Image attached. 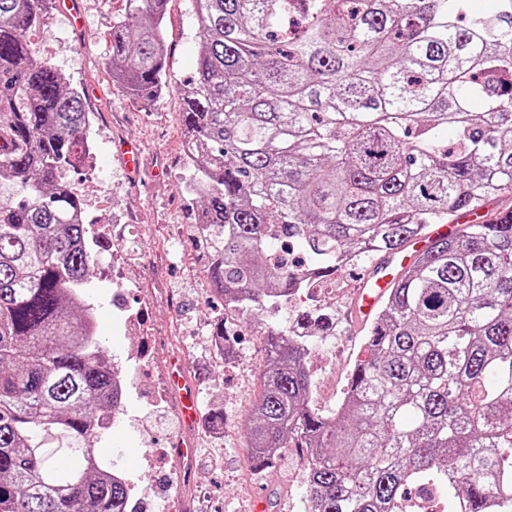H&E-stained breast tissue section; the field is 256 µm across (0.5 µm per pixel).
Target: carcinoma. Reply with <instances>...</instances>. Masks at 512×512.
I'll list each match as a JSON object with an SVG mask.
<instances>
[{
  "label": "carcinoma",
  "instance_id": "cac0c4a2",
  "mask_svg": "<svg viewBox=\"0 0 512 512\" xmlns=\"http://www.w3.org/2000/svg\"><path fill=\"white\" fill-rule=\"evenodd\" d=\"M167 2L126 0L112 25V79L137 101L165 86ZM466 2L193 0L182 121L224 309L287 303L512 194V0L462 26ZM51 5L0 0V512H126L128 483L88 447L120 403L64 180L93 117L28 40ZM337 327L309 306L261 334L250 467L307 450V512H405L419 488L443 512H512V208L414 255L326 414L307 356ZM53 433L76 447L63 465Z\"/></svg>",
  "mask_w": 512,
  "mask_h": 512
}]
</instances>
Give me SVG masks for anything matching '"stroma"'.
Listing matches in <instances>:
<instances>
[{
    "label": "stroma",
    "mask_w": 512,
    "mask_h": 512,
    "mask_svg": "<svg viewBox=\"0 0 512 512\" xmlns=\"http://www.w3.org/2000/svg\"><path fill=\"white\" fill-rule=\"evenodd\" d=\"M77 2L80 18L49 10L37 36L53 45L51 64L82 91L87 109L94 114L90 136L98 145V166L118 188L111 209L86 203L87 222L107 225L118 213L124 223L140 225L139 242L126 260L142 279L169 292L170 302L154 305L149 321L157 335L179 337L178 342L162 346L153 367L131 371L123 400L127 416L93 446L102 460H117L132 476L142 477L160 508L169 497V484L176 481L182 488L185 512H248L259 491L266 496L268 512H305V458L286 448L272 467L253 474L248 470L244 439L249 404L266 365L260 335L270 326L291 325L302 302L233 315L224 327L238 337L234 358L221 368L207 359L221 304L210 289L204 250L195 230L201 206L199 196L189 190L195 171L184 164L181 148L180 89L194 72L198 50L192 0H170L168 4L169 88L145 103L132 102L111 76L112 21L123 12L125 0ZM130 145L140 154V167L134 171L127 170L122 161V150ZM368 269L363 263L337 271L315 299L316 304L335 310L339 321L335 336L326 344L314 345L309 361L315 380L314 403L326 412L340 399L363 342L365 327L353 324L350 305L359 278ZM106 274L105 264H98L85 293L96 316L100 343L111 358L121 362L136 350L138 342L117 329ZM176 359L184 363L186 375L197 389L202 412L223 410L220 433L202 426H183L177 399L166 390L168 366ZM159 387L166 390L162 403L147 404V396ZM143 431L148 433L149 443L141 442ZM176 439L191 444L194 450L185 469L169 466L158 475L145 473V447L166 448Z\"/></svg>",
    "instance_id": "stroma-1"
}]
</instances>
